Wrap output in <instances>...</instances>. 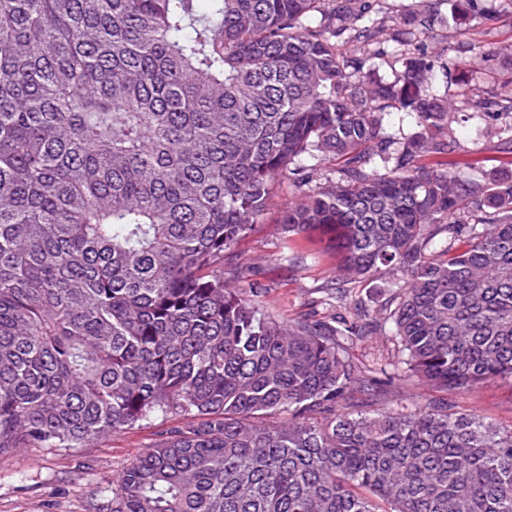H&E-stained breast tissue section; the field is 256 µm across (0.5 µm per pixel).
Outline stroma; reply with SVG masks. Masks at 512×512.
<instances>
[{
    "mask_svg": "<svg viewBox=\"0 0 512 512\" xmlns=\"http://www.w3.org/2000/svg\"><path fill=\"white\" fill-rule=\"evenodd\" d=\"M484 14L470 18L459 0H436L438 17L422 44L450 66L438 94L459 108L449 119L457 146L453 153L426 154L419 163L430 170L459 169L485 178L512 174V117L484 122L483 101L495 98L502 80L512 77L499 54L512 44V0H482ZM291 196L288 185L265 214L228 253L226 264L238 271L239 285L257 292L265 313L288 323L310 309L329 314L327 289L336 285V259L320 233L288 234L279 218ZM461 412L498 426L512 425V383L492 381L457 395ZM170 420L153 418L85 448H21L0 457V512H98L100 490L124 467L157 442Z\"/></svg>",
    "mask_w": 512,
    "mask_h": 512,
    "instance_id": "obj_1",
    "label": "stroma"
}]
</instances>
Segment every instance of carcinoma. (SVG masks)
<instances>
[{"label":"carcinoma","mask_w":512,"mask_h":512,"mask_svg":"<svg viewBox=\"0 0 512 512\" xmlns=\"http://www.w3.org/2000/svg\"><path fill=\"white\" fill-rule=\"evenodd\" d=\"M384 2L0 0V456L179 415L110 512H512V428L453 399L512 381V179L415 164L453 148L448 66L364 72L430 27ZM305 153L336 179L281 223L333 235L342 285L402 278L284 325L224 261ZM386 328L400 365L350 353ZM414 378L446 396L372 410ZM389 7L386 14H383L386 25L390 28L405 27L412 24L416 9L413 6L415 0H388ZM387 46L388 56L373 58L366 63L365 70L369 67L374 68V77L392 81L403 70V62L409 57L405 53L412 52L413 50L408 51L406 47L399 46L393 42H389ZM384 125L387 132L395 138L407 137L418 131L414 118L405 112H392L385 116ZM400 272L382 271L370 278L358 279L357 282L347 284L349 288V299L353 302H361L371 310H375L385 302L389 296L391 282L400 276Z\"/></svg>","instance_id":"obj_1"}]
</instances>
